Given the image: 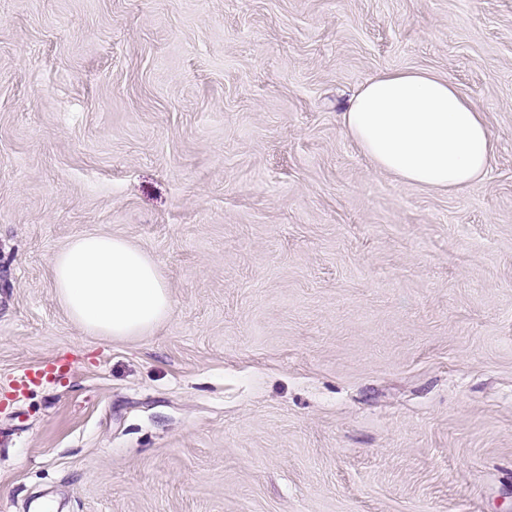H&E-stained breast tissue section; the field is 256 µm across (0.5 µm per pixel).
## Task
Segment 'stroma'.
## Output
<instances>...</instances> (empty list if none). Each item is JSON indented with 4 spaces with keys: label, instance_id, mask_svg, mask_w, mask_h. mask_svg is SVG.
I'll return each mask as SVG.
<instances>
[{
    "label": "stroma",
    "instance_id": "stroma-1",
    "mask_svg": "<svg viewBox=\"0 0 512 512\" xmlns=\"http://www.w3.org/2000/svg\"><path fill=\"white\" fill-rule=\"evenodd\" d=\"M398 69L484 113L482 181L347 137ZM84 233L157 263L151 334L67 316L51 258ZM48 497L512 512V0H0V512Z\"/></svg>",
    "mask_w": 512,
    "mask_h": 512
}]
</instances>
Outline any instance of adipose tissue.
<instances>
[{
    "label": "adipose tissue",
    "mask_w": 512,
    "mask_h": 512,
    "mask_svg": "<svg viewBox=\"0 0 512 512\" xmlns=\"http://www.w3.org/2000/svg\"><path fill=\"white\" fill-rule=\"evenodd\" d=\"M375 171L420 187L461 191L493 159L482 112L448 79L393 70L367 80L341 115ZM58 299L96 336H141L168 319L173 296L155 262L126 239L73 237L51 259Z\"/></svg>",
    "instance_id": "adipose-tissue-1"
}]
</instances>
